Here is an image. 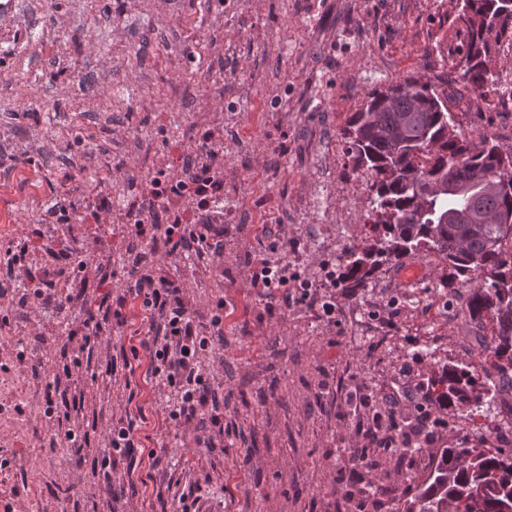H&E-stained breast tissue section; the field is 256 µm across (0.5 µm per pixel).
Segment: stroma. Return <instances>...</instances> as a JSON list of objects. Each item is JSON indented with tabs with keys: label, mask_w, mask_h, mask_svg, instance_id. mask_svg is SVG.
Here are the masks:
<instances>
[{
	"label": "stroma",
	"mask_w": 512,
	"mask_h": 512,
	"mask_svg": "<svg viewBox=\"0 0 512 512\" xmlns=\"http://www.w3.org/2000/svg\"><path fill=\"white\" fill-rule=\"evenodd\" d=\"M451 0H0V250L30 241L27 260L51 281L38 307L0 298V381L24 375L0 419V512H176L195 487L213 512H350L363 481L382 487L366 512H390L436 449L512 448V390L468 410L441 409L431 382L446 364L486 367L490 326L465 319L468 294L442 308L443 261L414 253L354 293L332 285L342 255L370 234L367 178L343 130L368 94L423 78L446 88L464 130L512 150V42L486 100L437 42ZM224 156V254L165 256L128 228L126 203L152 175H177L207 131ZM84 138L68 156L71 137ZM35 164H27V157ZM106 199L99 224L89 199ZM81 253L85 289L61 301L58 250ZM287 260V289L256 286L258 258ZM188 290L195 320L224 312V341L200 352L219 425L174 416L143 347L153 321L130 292L132 266ZM126 316L81 350L67 332L102 296ZM335 305L332 316L323 303ZM29 354L17 360V341ZM428 349H421V342ZM71 377L58 378L60 362ZM115 374H105L107 364ZM82 397L69 419L45 415L47 385ZM136 448L107 482L99 461L117 420ZM408 425L419 453L379 456L353 472L352 452ZM82 439L70 473L66 431Z\"/></svg>",
	"instance_id": "35a3bbf8"
}]
</instances>
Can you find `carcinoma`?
Instances as JSON below:
<instances>
[{"label": "carcinoma", "instance_id": "carcinoma-1", "mask_svg": "<svg viewBox=\"0 0 512 512\" xmlns=\"http://www.w3.org/2000/svg\"><path fill=\"white\" fill-rule=\"evenodd\" d=\"M458 39L460 79L485 98L494 90L492 71L499 43L512 39V0H457L456 13L440 19ZM346 152L365 171L371 193L367 223L380 229L363 246L348 252L341 287L350 290L384 264L417 251L436 253L448 266L440 287L452 292L473 284L464 316L494 331L486 350L493 371L469 365L442 368L431 385L432 400L447 407H480L475 397L512 388V153L495 138L462 129L448 101L430 82L404 79L386 91L370 93L352 113L344 132ZM487 173L497 187L476 180ZM447 222H442L443 216ZM383 452L412 464L418 449L408 439L385 441ZM475 459L458 463L461 449L440 448L424 477L407 490L403 512H502L512 501V449L472 448Z\"/></svg>", "mask_w": 512, "mask_h": 512}]
</instances>
